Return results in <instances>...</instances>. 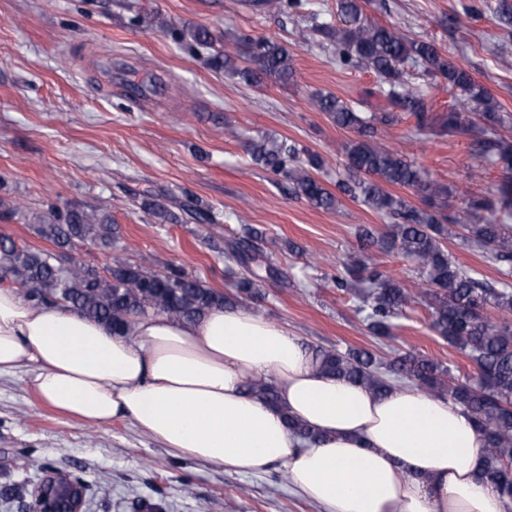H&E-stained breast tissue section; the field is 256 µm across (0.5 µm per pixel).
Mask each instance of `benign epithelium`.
I'll return each instance as SVG.
<instances>
[{
  "label": "benign epithelium",
  "instance_id": "benign-epithelium-1",
  "mask_svg": "<svg viewBox=\"0 0 512 512\" xmlns=\"http://www.w3.org/2000/svg\"><path fill=\"white\" fill-rule=\"evenodd\" d=\"M87 486L69 472L48 470L31 491L29 512H87Z\"/></svg>",
  "mask_w": 512,
  "mask_h": 512
}]
</instances>
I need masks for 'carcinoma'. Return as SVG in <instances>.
I'll list each match as a JSON object with an SVG mask.
<instances>
[{"mask_svg": "<svg viewBox=\"0 0 512 512\" xmlns=\"http://www.w3.org/2000/svg\"><path fill=\"white\" fill-rule=\"evenodd\" d=\"M254 4L290 14L304 9L302 0H254ZM336 16L338 25L318 27L334 46L336 61L342 66L360 65L377 77L376 87L366 91L362 109L331 93L314 97L317 109L337 127L357 133L342 147L345 176L336 180V191L328 190L315 176L321 158L286 140L258 141L252 159L291 183L297 194L318 209H336L342 194L389 219L386 232L376 236L365 230L361 242L383 252H396L417 268L425 294L432 297L430 328L467 356L473 375L462 381L415 350L384 361L363 349L316 347L312 349L315 368L376 393L410 384L462 407L486 448L478 476L498 490L504 512H512V323L504 318L512 313V291L471 276L446 247L458 239L488 260L512 266V228L499 217L500 212L512 209V142L498 134L512 118L499 111L487 88L433 42L410 39L397 27L369 17L365 0H336ZM178 37L190 39L196 48L212 49L210 65L246 84L267 79L286 84L295 76L292 51L277 41L239 37L237 52L230 55L206 26L196 25ZM406 64L420 65L426 75L445 80L478 102L480 111L473 117L453 109L435 112L426 90L403 79ZM406 117L415 120L419 134L471 136L479 157L501 163L495 194L489 199H470L458 217L444 214L442 200L448 197V188L379 144V134ZM392 186L416 191L425 206H413L391 193ZM157 197L149 191L141 193L140 206L161 224H220V214L196 196L171 200V209L158 203ZM36 230L57 248L68 251L86 242L109 249L119 239V227L112 223L111 215L79 205L50 208L39 218ZM261 238L259 229L247 225L242 234L224 243V259L236 288L233 294L217 292L178 268L159 273L137 263L115 261L102 274L74 258L62 269L52 254L34 252L2 235L0 276L10 279L30 302L60 305L125 332L131 319L152 314L196 321L217 305L249 309L262 282L283 279L282 271L264 260L257 245ZM336 287L358 299L366 327L378 340L392 338L394 320L404 315L411 302L407 289L379 270L367 253L345 264V274L336 279Z\"/></svg>", "mask_w": 512, "mask_h": 512, "instance_id": "cac0c4a2", "label": "carcinoma"}]
</instances>
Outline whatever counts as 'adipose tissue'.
<instances>
[{
	"instance_id": "1",
	"label": "adipose tissue",
	"mask_w": 512,
	"mask_h": 512,
	"mask_svg": "<svg viewBox=\"0 0 512 512\" xmlns=\"http://www.w3.org/2000/svg\"><path fill=\"white\" fill-rule=\"evenodd\" d=\"M23 367L43 400L86 422L132 419L170 453L228 472L283 465L321 512H504L476 477L485 448L459 405L319 373L299 336L240 307L196 322L137 318L117 336L0 287V375ZM261 379L276 403L251 393ZM289 415L320 441L299 447Z\"/></svg>"
}]
</instances>
